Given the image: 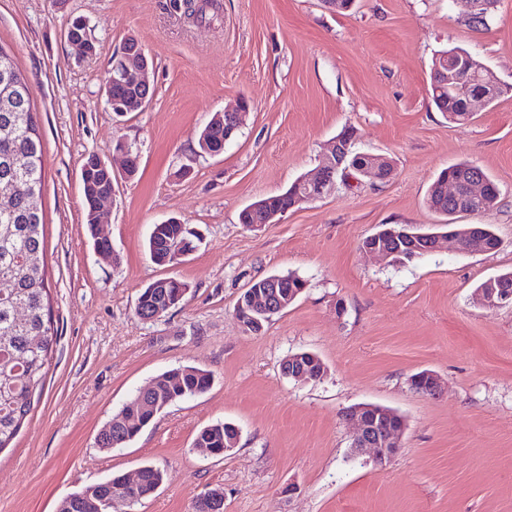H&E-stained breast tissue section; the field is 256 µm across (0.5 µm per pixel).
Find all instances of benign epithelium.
<instances>
[{
	"mask_svg": "<svg viewBox=\"0 0 512 512\" xmlns=\"http://www.w3.org/2000/svg\"><path fill=\"white\" fill-rule=\"evenodd\" d=\"M448 57L452 64L448 70L441 71L443 79L448 85L457 83L461 70L471 71L478 67L488 75L487 82L499 89L504 83L497 75L482 63L472 59V54L461 47L454 48ZM150 61L144 51H124L112 65L109 80L116 83L126 79L129 75H136L140 82L150 85ZM248 109V103L240 101L235 107L224 110V125L235 131L239 128L240 114ZM354 138L343 133L334 138L330 151L324 156L318 176L310 178L302 176L296 181L297 193L293 196V205L311 202L322 198L330 192L336 184V174L349 164L352 154ZM388 158L380 155L378 162H373L359 170V173L374 181H384L392 175L393 166L378 167ZM444 190L448 191V199L457 202V209H462L471 201L486 195V181L479 177L474 179L466 189H461L453 180L445 181ZM460 230L448 229L436 232L426 237L410 235L404 231L388 229L384 233H375L363 243V250L374 254L384 260H392L397 251L390 249L384 243L386 239H393L405 249L412 252H438L447 248L458 249ZM295 300L291 293L278 291V282L272 281L268 289H249L244 292L236 305L235 315L249 330H254L256 315L270 308H286ZM477 300L486 307H501L512 305V291L505 288H481L477 290ZM325 368L317 366V361H309L299 353L289 355L281 363L282 376L295 381L317 380L324 375ZM413 388L421 393L435 396L441 391L438 377L431 371H422L411 379ZM344 416L356 422V431L353 438V448L356 453H368L372 462L377 465L390 460L398 451L406 430L405 418L394 410L372 404H359L344 412ZM141 470L130 475H123L121 485L112 489L99 506V512H108L117 503L133 504V501L124 494V490L133 489L140 484Z\"/></svg>",
	"mask_w": 512,
	"mask_h": 512,
	"instance_id": "obj_1",
	"label": "benign epithelium"
}]
</instances>
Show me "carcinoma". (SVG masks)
<instances>
[{
  "label": "carcinoma",
  "mask_w": 512,
  "mask_h": 512,
  "mask_svg": "<svg viewBox=\"0 0 512 512\" xmlns=\"http://www.w3.org/2000/svg\"><path fill=\"white\" fill-rule=\"evenodd\" d=\"M14 86L23 100L16 105L4 101L0 108V182L11 183L15 193L7 207H0V281L9 282V287L0 288V450L8 447L17 436L33 407L34 395L43 389L53 347L57 343L58 330L54 328L48 304V285L44 262L45 234L44 217L41 208L46 174L40 134L34 120L32 94L17 61H12ZM107 109L112 101L126 104L127 111L140 109V100L153 90L130 78L122 83H110L104 87ZM482 90L478 80L459 91L448 86L434 84L431 87L435 107L448 114V120L464 122L468 97ZM233 138L221 119H210L198 132L197 140H205L211 151H224V142ZM483 170L471 163L461 162L443 170L431 183L426 195L429 208L448 214L456 204L441 192L444 178L454 179L465 186L473 175ZM82 201L84 220H89L99 198L114 193V177L90 161L81 169ZM293 189L259 200L258 208L239 214V223L255 224L262 220L268 209L282 210L292 201ZM196 234L187 224H154L148 238V251L153 262L165 258L176 242L186 243L193 249ZM480 239L487 250H494L499 239L491 227L484 224H469L461 236L459 251L468 252L469 242ZM178 285L164 290L149 292L144 288L138 297L135 313L157 310V302L163 294L173 295ZM21 303L27 308V320L21 324L15 321L14 306ZM212 384L211 374L197 367L172 368L153 380L148 387L137 391L113 416L118 419L128 410L136 412L141 426L129 430L114 423L108 430L97 436L100 448H122L132 441L160 414L167 403L206 393ZM235 435L234 424L218 422L202 428L194 442L213 452V456H224V441ZM117 476L109 478L70 493L61 501L59 512H98L94 502L112 490ZM163 472L152 465L143 467L142 483L130 491L139 502L153 494Z\"/></svg>",
  "instance_id": "1"
}]
</instances>
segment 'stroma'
<instances>
[{"instance_id": "obj_1", "label": "stroma", "mask_w": 512, "mask_h": 512, "mask_svg": "<svg viewBox=\"0 0 512 512\" xmlns=\"http://www.w3.org/2000/svg\"><path fill=\"white\" fill-rule=\"evenodd\" d=\"M214 2L201 20L169 0H0V47L29 84L43 145L58 329L44 390L0 451V512H57L73 491L148 464L163 471L161 486L110 512H194L213 488L224 512H512V306L473 300L478 283L512 271V0H495L477 29L462 0H356L346 13L322 0ZM76 16L96 41L87 57L66 38ZM131 35L153 63L154 94L117 118L105 80ZM452 47L511 87L468 122L449 121L430 98L431 60ZM241 97L250 108L236 137L221 155L199 153L198 130ZM346 126L358 150L392 160L391 179H340L277 223H239L244 207L315 172ZM120 137L139 153L129 179L113 153ZM91 154L119 175L104 226L113 260L94 252L84 222ZM461 161L496 183L497 204L433 211L429 184ZM171 217L203 240L160 267L146 242ZM384 224H489L500 245L393 263L361 249ZM287 272L305 290L249 332L234 313L240 295ZM170 276L188 285L184 303L141 320L140 292ZM302 351L321 359V379L282 376ZM179 366L210 371V390L165 409L125 447L99 448L129 397ZM423 370L441 379L440 396L413 389ZM362 403L407 420L386 464L352 452L344 412ZM217 422L238 427L236 448L199 455L197 433Z\"/></svg>"}]
</instances>
